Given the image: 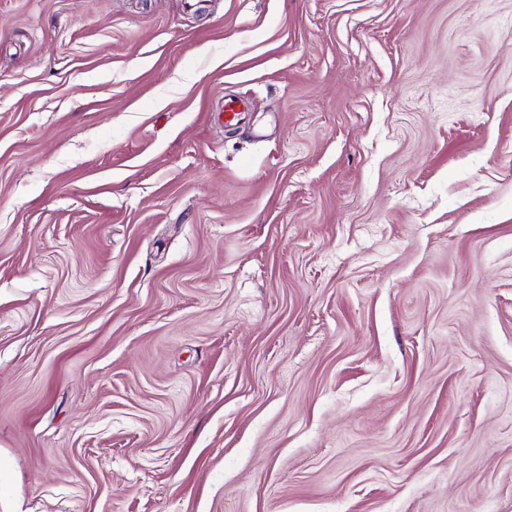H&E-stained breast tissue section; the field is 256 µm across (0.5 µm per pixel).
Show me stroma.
I'll return each instance as SVG.
<instances>
[{"mask_svg":"<svg viewBox=\"0 0 512 512\" xmlns=\"http://www.w3.org/2000/svg\"><path fill=\"white\" fill-rule=\"evenodd\" d=\"M0 453L13 512H512V0H0Z\"/></svg>","mask_w":512,"mask_h":512,"instance_id":"35a3bbf8","label":"stroma"}]
</instances>
